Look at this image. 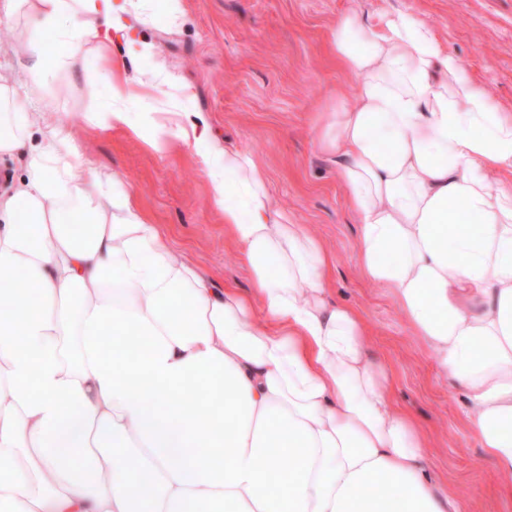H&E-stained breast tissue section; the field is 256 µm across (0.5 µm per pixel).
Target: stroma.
I'll use <instances>...</instances> for the list:
<instances>
[{
  "label": "stroma",
  "mask_w": 512,
  "mask_h": 512,
  "mask_svg": "<svg viewBox=\"0 0 512 512\" xmlns=\"http://www.w3.org/2000/svg\"><path fill=\"white\" fill-rule=\"evenodd\" d=\"M181 8L175 26L163 9L145 8L136 30L154 43L155 55L125 56L119 41L110 43V54L125 56L133 79L163 63L191 88L181 104L184 118L203 116L213 137L230 140L265 171L272 208L305 225L334 255L333 297L364 317L366 347L388 364L395 402L432 441L434 474L464 498L467 512H512V501L498 496L512 474L494 473L484 459L463 393L442 378L395 298L360 275L357 218L335 162L315 145L318 116L332 111L337 95L353 94L329 49L337 15L353 11L369 23L382 8L417 13L495 103L512 110V0H181ZM0 31L11 36L0 46V65L17 73L54 48L26 11L0 22ZM103 67L96 40H89L51 79L40 103L46 124L72 131L88 190L100 178L115 179L169 234L178 259L217 285L248 292L251 275L224 234L194 147L174 141L159 150L150 134L98 126L106 86L87 85L85 75Z\"/></svg>",
  "instance_id": "35a3bbf8"
}]
</instances>
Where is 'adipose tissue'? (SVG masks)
I'll return each instance as SVG.
<instances>
[{"label":"adipose tissue","mask_w":512,"mask_h":512,"mask_svg":"<svg viewBox=\"0 0 512 512\" xmlns=\"http://www.w3.org/2000/svg\"><path fill=\"white\" fill-rule=\"evenodd\" d=\"M136 5L0 0V16L30 7L56 36L22 83L0 75V153L42 123L17 99L39 102L89 19L120 30ZM330 50L355 103L337 102L317 144L360 224L357 267L463 390L494 472L512 474V113L415 13L341 14ZM109 67L100 127L194 144L252 293L176 260L117 187L88 192L70 134L48 127L0 194V512H464L362 317L332 300L328 249L205 124L133 119Z\"/></svg>","instance_id":"adipose-tissue-1"}]
</instances>
